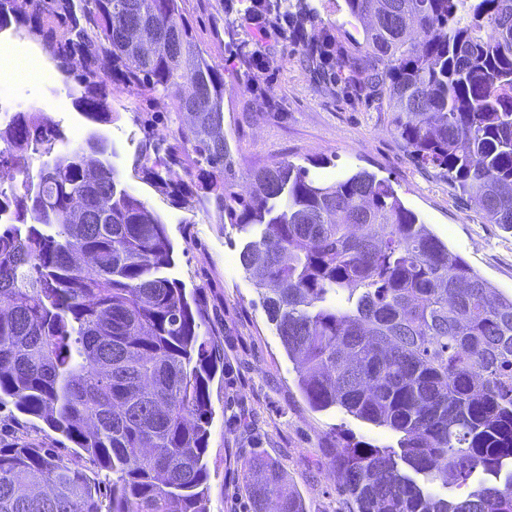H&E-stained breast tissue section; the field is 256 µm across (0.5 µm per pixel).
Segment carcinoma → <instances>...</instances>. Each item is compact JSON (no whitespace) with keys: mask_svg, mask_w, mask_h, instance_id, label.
I'll return each instance as SVG.
<instances>
[{"mask_svg":"<svg viewBox=\"0 0 512 512\" xmlns=\"http://www.w3.org/2000/svg\"><path fill=\"white\" fill-rule=\"evenodd\" d=\"M75 45L167 132L134 171L176 201L214 202L228 223L264 226L239 253L314 410L332 407L399 435L397 447L336 446L353 512H512V294L499 295L365 171L333 183L290 161L234 190L224 73L195 40L181 0H85ZM225 18L247 81L275 57L271 27L325 84L394 113L405 148L440 170L491 224L512 229V0H345L365 20L356 50L316 27L306 0H236ZM0 0V30L18 19ZM106 80L75 98L111 121ZM46 112L0 125V405L45 422L76 461L0 448V512H103L83 457L112 474L108 512H207L210 383L219 353L196 297L169 276L166 224L123 186L114 148L91 155ZM41 159L37 177L30 163ZM253 512H305L278 462L244 464ZM441 482L458 494L448 497Z\"/></svg>","mask_w":512,"mask_h":512,"instance_id":"obj_1","label":"carcinoma"}]
</instances>
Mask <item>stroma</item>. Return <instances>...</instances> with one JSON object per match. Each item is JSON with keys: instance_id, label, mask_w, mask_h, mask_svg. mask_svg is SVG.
Masks as SVG:
<instances>
[{"instance_id": "stroma-1", "label": "stroma", "mask_w": 512, "mask_h": 512, "mask_svg": "<svg viewBox=\"0 0 512 512\" xmlns=\"http://www.w3.org/2000/svg\"><path fill=\"white\" fill-rule=\"evenodd\" d=\"M83 0H42L40 27L0 33L13 56L39 55L53 82L0 78V92L15 96L17 110L49 111L64 135L87 136L97 127L76 107L54 108L50 85L78 94L87 59L70 52L74 20ZM182 10L210 64L224 73V137L233 153L235 189L247 193L249 173L276 160L311 168L318 178L364 170L389 180L404 205L499 291L512 293V230L486 221L455 195L436 170L425 169L405 150L391 115L375 104L316 81L298 63L299 47L280 33L270 43L279 60L264 75L260 92L240 78L235 50L224 35V0H183ZM113 115L101 133L114 144L112 162L121 182L163 219L174 246L169 271L198 298L202 318L219 345L221 364L210 383L208 512H252L244 465L262 455L275 458L306 512H350L334 467L339 440L378 446L396 435L341 409L316 411L304 400L295 366L267 320L260 297L239 264L247 232L225 223L215 206L172 202L135 176L133 161L149 128H162V114L147 116L123 84L108 82ZM52 449L69 459L72 444L42 420L0 407V446Z\"/></svg>"}]
</instances>
